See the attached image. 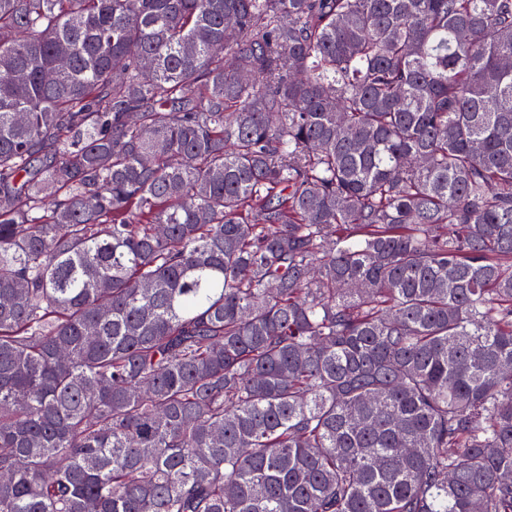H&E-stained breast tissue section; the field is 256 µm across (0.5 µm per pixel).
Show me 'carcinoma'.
Returning a JSON list of instances; mask_svg holds the SVG:
<instances>
[{
    "instance_id": "obj_1",
    "label": "carcinoma",
    "mask_w": 512,
    "mask_h": 512,
    "mask_svg": "<svg viewBox=\"0 0 512 512\" xmlns=\"http://www.w3.org/2000/svg\"><path fill=\"white\" fill-rule=\"evenodd\" d=\"M1 474L512 512V0H0Z\"/></svg>"
}]
</instances>
